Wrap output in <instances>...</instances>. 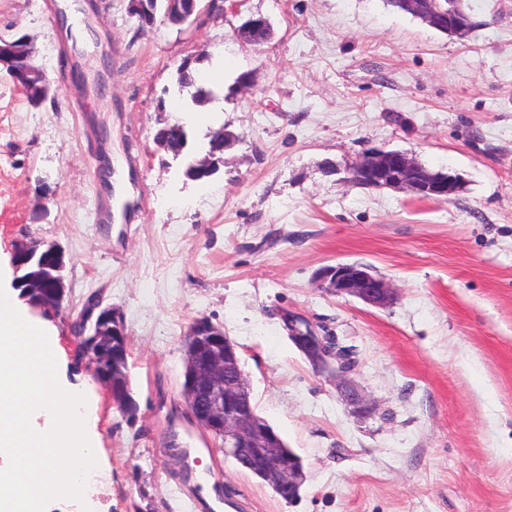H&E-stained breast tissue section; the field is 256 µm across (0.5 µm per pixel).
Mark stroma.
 <instances>
[{"instance_id":"1","label":"stroma","mask_w":512,"mask_h":512,"mask_svg":"<svg viewBox=\"0 0 512 512\" xmlns=\"http://www.w3.org/2000/svg\"><path fill=\"white\" fill-rule=\"evenodd\" d=\"M477 26L447 36L387 0H238L208 23L157 19L129 0H0V34L26 37L50 93L31 107L0 67V284L17 243L65 251L52 328L61 384L88 396L102 468L90 512H512V0H464ZM68 5L69 45L55 12ZM271 35L237 36L251 16ZM111 55L105 91H80ZM224 65L252 86L175 111L177 69ZM183 119L190 153L239 134L209 181L159 151ZM401 150L461 178L448 201L364 188L343 174ZM116 202L112 221L100 203ZM364 264L396 298L325 292L317 271ZM120 309L139 413L126 421L77 359L85 299ZM290 312L352 350L349 378L374 407L354 417L280 320ZM206 316L237 345L258 414L303 460L289 503L225 457L191 419L184 335Z\"/></svg>"}]
</instances>
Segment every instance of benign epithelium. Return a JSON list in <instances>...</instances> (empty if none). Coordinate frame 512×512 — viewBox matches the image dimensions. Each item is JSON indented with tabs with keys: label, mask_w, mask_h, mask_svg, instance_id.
<instances>
[{
	"label": "benign epithelium",
	"mask_w": 512,
	"mask_h": 512,
	"mask_svg": "<svg viewBox=\"0 0 512 512\" xmlns=\"http://www.w3.org/2000/svg\"><path fill=\"white\" fill-rule=\"evenodd\" d=\"M148 0H131L134 15L145 26H153L156 14L147 6ZM229 5L220 0H165V13L176 24H201L205 20L222 16ZM417 16L433 28L449 34L462 35L471 29L467 16L453 9L443 10L437 0H408ZM266 18L251 17L237 29L238 37L249 43L257 32L267 28ZM10 58L19 64L21 79L34 85L48 83L45 71L29 64V48L22 40L0 37V64ZM220 161L208 154L190 161V168L210 175L219 170ZM348 181L355 185L391 188L407 191L418 199L449 200L460 190L458 178L440 175L424 169L414 158L398 150H376L365 153L355 168L349 171ZM24 260L15 264L16 278L23 275L24 266L34 263L42 266L43 278L52 291L29 299V303L43 309L58 308L65 296L64 252L55 243L41 241L20 244ZM322 288L338 296L356 297L371 306H385L393 300L394 289L383 277L361 264L325 266L317 273ZM82 333L91 347L109 346L118 333L124 330L120 313L102 306V300L90 295L78 317ZM288 338L296 345L318 372H329L344 381L353 366L350 350L338 346L328 336L318 334L308 321L293 314L283 315ZM113 404L128 419L138 413L130 380L119 395L112 392V378H99ZM183 391L190 414L205 431L224 437V455L232 458L242 468L252 470L261 464L266 479L290 491L288 501H293L291 491L305 480L300 460L284 453L281 436L268 422L255 413L251 389L244 373L238 346L224 334V328L206 317L191 324L186 340V358Z\"/></svg>",
	"instance_id": "1"
}]
</instances>
